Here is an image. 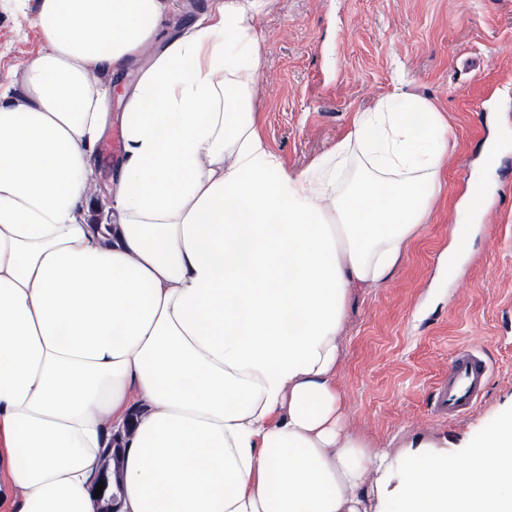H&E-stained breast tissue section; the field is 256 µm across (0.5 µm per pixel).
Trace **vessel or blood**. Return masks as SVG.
<instances>
[{"label": "vessel or blood", "instance_id": "vessel-or-blood-1", "mask_svg": "<svg viewBox=\"0 0 512 512\" xmlns=\"http://www.w3.org/2000/svg\"><path fill=\"white\" fill-rule=\"evenodd\" d=\"M488 380L489 368L475 349L454 350L448 362L447 377L435 395V414L453 419L468 412Z\"/></svg>", "mask_w": 512, "mask_h": 512}]
</instances>
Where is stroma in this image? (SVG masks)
I'll use <instances>...</instances> for the list:
<instances>
[{
    "label": "stroma",
    "mask_w": 512,
    "mask_h": 512,
    "mask_svg": "<svg viewBox=\"0 0 512 512\" xmlns=\"http://www.w3.org/2000/svg\"><path fill=\"white\" fill-rule=\"evenodd\" d=\"M36 12L37 0H0L1 84L21 88L44 48ZM256 25L265 57L251 104L288 171L398 87L447 121L442 193L391 278L354 295L339 385L368 447L395 453L418 436L474 446L512 414V0H269ZM478 173L492 195L452 264L457 206ZM461 346L479 350L490 380L450 421L433 401Z\"/></svg>",
    "instance_id": "stroma-1"
}]
</instances>
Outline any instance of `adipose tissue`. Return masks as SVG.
<instances>
[{
	"label": "adipose tissue",
	"instance_id": "adipose-tissue-1",
	"mask_svg": "<svg viewBox=\"0 0 512 512\" xmlns=\"http://www.w3.org/2000/svg\"><path fill=\"white\" fill-rule=\"evenodd\" d=\"M169 0H38L45 48L0 87V512H512V416L401 457L345 425L357 289L385 282L443 186L448 124L399 92L290 173L250 106L262 0H216L124 95L112 211L87 194L111 89ZM357 158L361 175L346 181ZM124 471V457L121 448L112 449L106 452L102 458L99 468V476H106L109 480L111 489H120L123 485L122 473Z\"/></svg>",
	"mask_w": 512,
	"mask_h": 512
}]
</instances>
